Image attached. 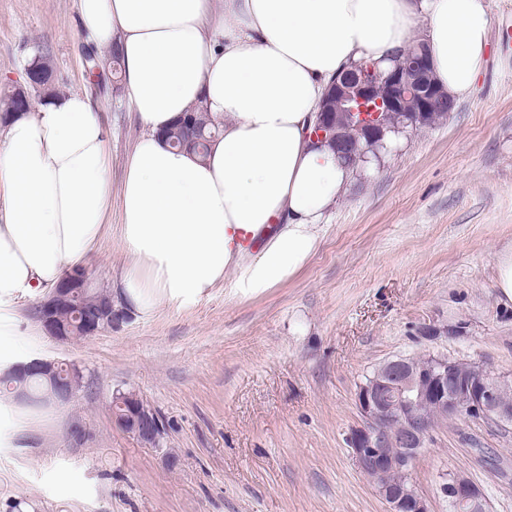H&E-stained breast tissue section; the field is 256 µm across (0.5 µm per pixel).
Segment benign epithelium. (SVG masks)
<instances>
[{"label":"benign epithelium","instance_id":"obj_1","mask_svg":"<svg viewBox=\"0 0 512 512\" xmlns=\"http://www.w3.org/2000/svg\"><path fill=\"white\" fill-rule=\"evenodd\" d=\"M432 71L426 44L417 51H401L388 69L355 67L333 81L328 93L336 98V111L347 112L356 126L372 134V140L382 142L387 131L400 132L401 126H389L390 116L411 112L420 117L428 112L454 111L455 100L438 85L427 82ZM46 74L24 68V79L0 102V112H29L28 96L45 85ZM326 105H321L308 126L311 142L321 144L336 140V127L325 122ZM91 283L89 271L80 266L71 270L51 289L39 305L38 317L44 331L62 341L68 327L59 313L77 307L76 299L82 288ZM123 305H111L93 314L82 315L79 325L90 339L112 325L127 319ZM19 381L40 375L54 386L56 402L67 403L81 383L80 370L63 367L55 361L32 359L10 367ZM500 376L475 362L428 356L427 363L417 365L407 357L384 361L373 374L359 385L355 404L362 423L347 438L351 457L357 469L370 481L386 512H430L426 500L415 488L389 487L378 478L386 469L409 473L417 455L425 447L434 425L426 418L422 405L436 401L442 414L462 417L472 413L487 415L501 422H512V406L502 401V394L511 386ZM113 417L118 426L150 447L159 445L160 423L145 404L132 401L129 395L114 397ZM391 444L398 448L392 457L379 449ZM448 501L458 512H484L482 495L465 475L454 474L445 484Z\"/></svg>","mask_w":512,"mask_h":512}]
</instances>
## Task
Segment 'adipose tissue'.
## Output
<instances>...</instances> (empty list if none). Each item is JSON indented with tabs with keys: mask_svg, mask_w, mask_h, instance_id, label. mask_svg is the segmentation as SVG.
<instances>
[{
	"mask_svg": "<svg viewBox=\"0 0 512 512\" xmlns=\"http://www.w3.org/2000/svg\"><path fill=\"white\" fill-rule=\"evenodd\" d=\"M79 0L80 30L118 48L122 85L144 130L120 190L109 131L88 93L40 104L0 131V301L52 287L98 245L112 211L129 263L122 299L147 314L181 307L234 271L257 295L305 265L351 176L305 127L328 80L385 60L425 17L438 83L467 96L490 23L485 0ZM223 120L206 160L159 138L195 102ZM272 225L249 253L239 230Z\"/></svg>",
	"mask_w": 512,
	"mask_h": 512,
	"instance_id": "ef3b65f1",
	"label": "adipose tissue"
}]
</instances>
